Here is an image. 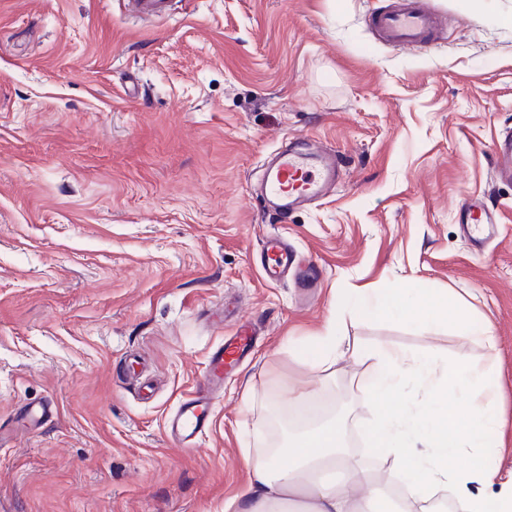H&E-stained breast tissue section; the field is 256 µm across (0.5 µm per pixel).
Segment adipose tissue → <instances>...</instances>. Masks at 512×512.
<instances>
[{"instance_id":"ef3b65f1","label":"adipose tissue","mask_w":512,"mask_h":512,"mask_svg":"<svg viewBox=\"0 0 512 512\" xmlns=\"http://www.w3.org/2000/svg\"><path fill=\"white\" fill-rule=\"evenodd\" d=\"M359 321L404 319L420 329L449 323L486 353L484 364L465 358L414 354L390 343L364 348L347 342L342 316ZM308 364L326 384L335 365L365 364L360 379L366 445L382 453L403 484L392 491L363 457L346 449L335 421L292 435L283 448L245 454L252 480L224 504V512H434L444 497L449 512H512V475L502 472L505 423L500 406L501 368L490 322L475 318L468 302L448 294L361 292L342 299L312 338ZM415 376L427 398L419 412L405 400L402 381Z\"/></svg>"}]
</instances>
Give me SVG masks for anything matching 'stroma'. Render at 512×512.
<instances>
[{"label": "stroma", "mask_w": 512, "mask_h": 512, "mask_svg": "<svg viewBox=\"0 0 512 512\" xmlns=\"http://www.w3.org/2000/svg\"><path fill=\"white\" fill-rule=\"evenodd\" d=\"M426 42H380L392 0H189L139 24L120 0H0V512H224L268 445L271 405L313 387L309 342L338 299L421 288L470 299L496 334L512 450V0H428ZM335 149L341 179L289 215L256 197L287 138ZM484 195L473 245L459 207ZM287 236L314 286L263 279ZM250 327L198 447L164 420L211 349ZM343 335L447 358L485 352L452 329L342 321ZM344 363L319 419L344 397ZM48 403L37 430L23 407ZM494 173L498 180L512 182V134L498 140L494 154Z\"/></svg>", "instance_id": "35a3bbf8"}]
</instances>
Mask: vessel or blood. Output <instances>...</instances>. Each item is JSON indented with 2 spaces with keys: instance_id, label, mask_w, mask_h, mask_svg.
Here are the masks:
<instances>
[{
  "instance_id": "1",
  "label": "vessel or blood",
  "mask_w": 512,
  "mask_h": 512,
  "mask_svg": "<svg viewBox=\"0 0 512 512\" xmlns=\"http://www.w3.org/2000/svg\"><path fill=\"white\" fill-rule=\"evenodd\" d=\"M132 19L149 22L168 16V0H126ZM435 24L433 12L411 4L380 14L374 26L389 43L399 47L423 42ZM494 173L497 179L512 182V134L500 138L494 154ZM340 177L335 154L321 143L304 141L296 147L278 151L268 163L259 188V196L280 217H288L294 210L315 204L326 196ZM462 209L464 227L473 240H481L494 231V219L484 201L467 200ZM292 255L287 241L279 235L265 241L264 271L268 281L281 279L288 269ZM253 343L249 333L230 337L217 344L211 352L209 364L198 390L186 395L178 409L170 414L165 434L176 447L191 449L207 432L209 420V393L224 383L226 370L237 366Z\"/></svg>"
}]
</instances>
